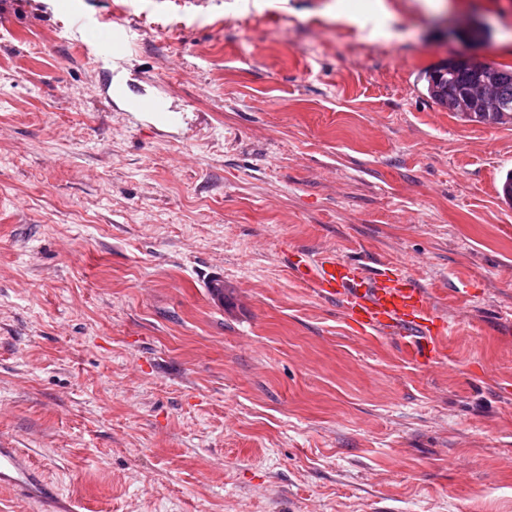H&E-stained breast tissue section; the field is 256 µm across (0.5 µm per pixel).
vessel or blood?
I'll return each instance as SVG.
<instances>
[{"mask_svg": "<svg viewBox=\"0 0 512 512\" xmlns=\"http://www.w3.org/2000/svg\"><path fill=\"white\" fill-rule=\"evenodd\" d=\"M128 33L105 27L97 50L112 62L126 55ZM298 280L318 294L339 301L349 318L362 328L404 340L415 361L427 362L437 352L438 336L431 329L428 296L404 273L390 268L370 271L324 253L317 259L296 252L288 259ZM0 489L36 503L43 512H77L61 506L55 487L43 471L33 466L23 449L0 444Z\"/></svg>", "mask_w": 512, "mask_h": 512, "instance_id": "1", "label": "vessel or blood"}]
</instances>
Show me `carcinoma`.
I'll return each instance as SVG.
<instances>
[{
  "instance_id": "carcinoma-1",
  "label": "carcinoma",
  "mask_w": 512,
  "mask_h": 512,
  "mask_svg": "<svg viewBox=\"0 0 512 512\" xmlns=\"http://www.w3.org/2000/svg\"><path fill=\"white\" fill-rule=\"evenodd\" d=\"M426 92L463 122L512 125V69L451 57L428 72Z\"/></svg>"
}]
</instances>
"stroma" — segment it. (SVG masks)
I'll list each match as a JSON object with an SVG mask.
<instances>
[{
	"label": "stroma",
	"instance_id": "35a3bbf8",
	"mask_svg": "<svg viewBox=\"0 0 512 512\" xmlns=\"http://www.w3.org/2000/svg\"><path fill=\"white\" fill-rule=\"evenodd\" d=\"M454 2L0 0V436L64 500L512 512V125L424 80L512 68V0ZM74 13L132 29L122 95ZM287 251L399 267L453 330L419 364ZM426 80L428 96L459 120L490 126L512 125V69L457 56L435 65ZM479 84L491 89V103L472 97L474 86Z\"/></svg>",
	"mask_w": 512,
	"mask_h": 512
}]
</instances>
